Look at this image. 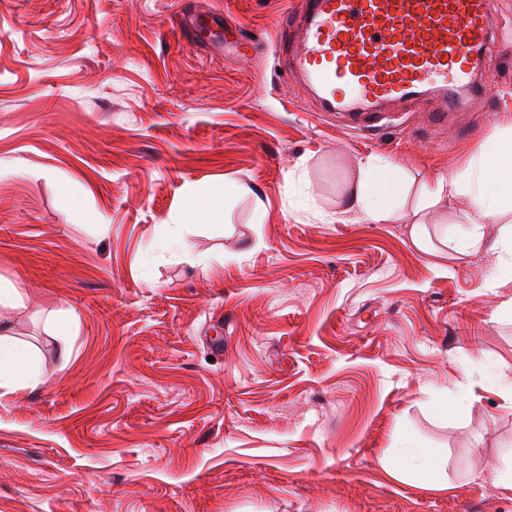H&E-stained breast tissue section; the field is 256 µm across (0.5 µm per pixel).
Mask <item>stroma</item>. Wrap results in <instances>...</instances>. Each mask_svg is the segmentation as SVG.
<instances>
[{
	"label": "stroma",
	"mask_w": 512,
	"mask_h": 512,
	"mask_svg": "<svg viewBox=\"0 0 512 512\" xmlns=\"http://www.w3.org/2000/svg\"><path fill=\"white\" fill-rule=\"evenodd\" d=\"M294 5L0 0V283L38 378L0 397V512H512L503 225L465 256L410 239L421 186L512 131V65L446 126L353 131L280 63ZM372 157L409 188L380 223L346 203ZM216 183L222 220L181 223ZM467 365L474 401L437 412ZM409 440L441 488L390 467Z\"/></svg>",
	"instance_id": "1"
}]
</instances>
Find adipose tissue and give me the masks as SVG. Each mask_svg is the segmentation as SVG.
<instances>
[{"mask_svg": "<svg viewBox=\"0 0 512 512\" xmlns=\"http://www.w3.org/2000/svg\"><path fill=\"white\" fill-rule=\"evenodd\" d=\"M383 170L380 161L367 160L361 167L358 181L348 192L351 206L359 208L375 222L387 220L391 203L404 200L406 196L405 186L399 183L387 192L380 189L378 175ZM457 194L468 195L470 210L457 224L440 225L434 233L425 222L415 223L412 241L416 248L426 253L436 252L440 247L451 248L459 255L475 253L482 243L481 225L512 212V135L476 151L461 174L439 176L424 184L421 206L426 209L446 196ZM33 378L27 357L12 341L11 323L0 319V389L10 392ZM442 455V449L409 444L394 457L392 465L413 479L427 480L437 475Z\"/></svg>", "mask_w": 512, "mask_h": 512, "instance_id": "ef3b65f1", "label": "adipose tissue"}]
</instances>
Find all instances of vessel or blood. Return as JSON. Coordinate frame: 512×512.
Returning <instances> with one entry per match:
<instances>
[{"instance_id":"b4317fda","label":"vessel or blood","mask_w":512,"mask_h":512,"mask_svg":"<svg viewBox=\"0 0 512 512\" xmlns=\"http://www.w3.org/2000/svg\"><path fill=\"white\" fill-rule=\"evenodd\" d=\"M291 66L347 126L435 99L433 118L469 111L494 61L490 0H300L283 33Z\"/></svg>"}]
</instances>
